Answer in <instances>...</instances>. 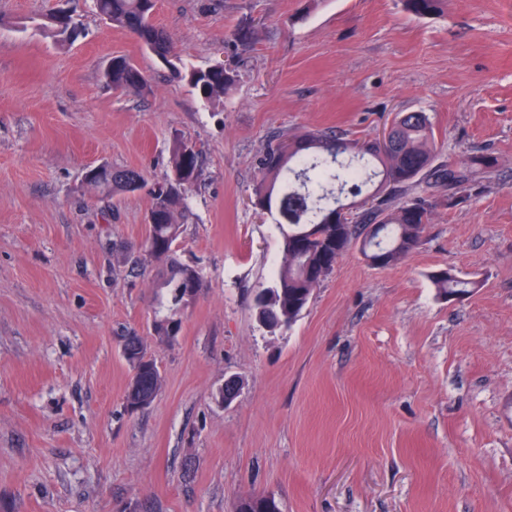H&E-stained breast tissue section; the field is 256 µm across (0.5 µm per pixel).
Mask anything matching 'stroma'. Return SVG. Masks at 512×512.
I'll return each instance as SVG.
<instances>
[{
  "mask_svg": "<svg viewBox=\"0 0 512 512\" xmlns=\"http://www.w3.org/2000/svg\"><path fill=\"white\" fill-rule=\"evenodd\" d=\"M63 3L81 34L62 48L27 22ZM304 6L157 0L185 65L236 76L209 106L92 0H0V512H235L260 493L281 512H512V0ZM115 56L148 93L104 81ZM401 112L429 115L438 161L488 149L494 177L437 206L397 265L350 247L268 333L254 295L282 236L251 199L269 137L371 140ZM175 135L200 154L176 250L204 289L168 343L151 334L164 266L119 259L141 254ZM102 164L148 185L102 196L84 181ZM446 269L479 288L440 294ZM131 331L163 378L134 415ZM405 9L418 17H427L444 12L447 0H402Z\"/></svg>",
  "mask_w": 512,
  "mask_h": 512,
  "instance_id": "obj_1",
  "label": "stroma"
}]
</instances>
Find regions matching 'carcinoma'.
<instances>
[{
	"mask_svg": "<svg viewBox=\"0 0 512 512\" xmlns=\"http://www.w3.org/2000/svg\"><path fill=\"white\" fill-rule=\"evenodd\" d=\"M405 9L418 17L444 12L447 0H402ZM106 23L134 34L142 48L185 80L201 99L214 104L234 88L236 76L224 67L188 68L172 55L169 35L153 22L156 0H95ZM33 28L65 42L79 33L73 11L60 9L31 20ZM112 87L144 94L149 84L129 59L115 56L105 74ZM389 144L348 140L334 130L274 133L259 159L261 181L254 188L253 204L275 212L283 235V260L274 285L260 289L254 299L258 322L271 331L291 327L308 305L314 289L333 271L328 260L359 244L365 260L377 267L403 261L420 244L438 202L454 206L469 198L471 187L491 178L497 158L475 150L455 165L435 164L434 131L425 112H408L396 117ZM170 174L151 188L148 241L149 260L166 267L159 284L161 294L153 310L154 336L173 342L180 335V312L196 300L187 289L202 290L203 277L197 267L178 260L175 244L181 235L182 215L189 193L199 175V152L190 142L175 135L170 141ZM146 183L143 173L130 168L101 166V172L86 184L105 196L132 193ZM364 197L354 220L344 222L336 206L342 197ZM375 226L379 242L365 233ZM446 296L466 294L478 282L451 271L431 276ZM125 356L131 374L141 387L126 392L129 413L150 404L163 386L154 359L147 356L142 337H125ZM238 512H280L276 500L253 495L241 501Z\"/></svg>",
	"mask_w": 512,
	"mask_h": 512,
	"instance_id": "cac0c4a2",
	"label": "carcinoma"
}]
</instances>
